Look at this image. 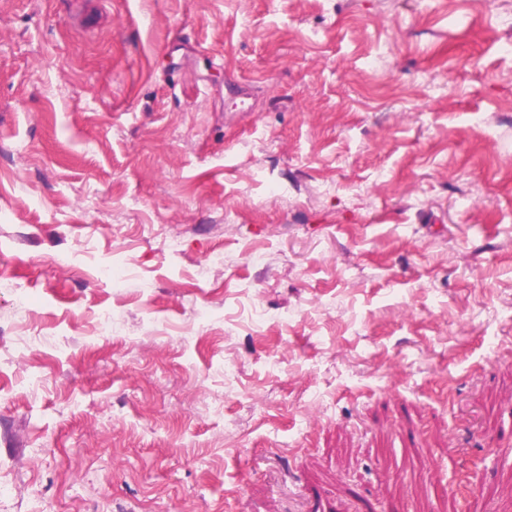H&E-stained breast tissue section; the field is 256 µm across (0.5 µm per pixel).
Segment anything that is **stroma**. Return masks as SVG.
I'll list each match as a JSON object with an SVG mask.
<instances>
[{
	"instance_id": "stroma-1",
	"label": "stroma",
	"mask_w": 512,
	"mask_h": 512,
	"mask_svg": "<svg viewBox=\"0 0 512 512\" xmlns=\"http://www.w3.org/2000/svg\"><path fill=\"white\" fill-rule=\"evenodd\" d=\"M80 7L0 0V512H512V0Z\"/></svg>"
}]
</instances>
